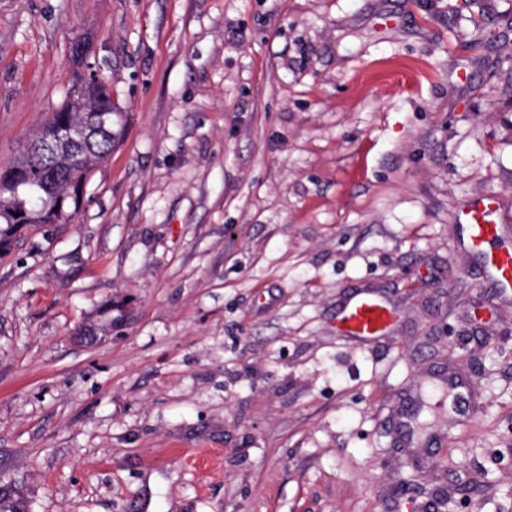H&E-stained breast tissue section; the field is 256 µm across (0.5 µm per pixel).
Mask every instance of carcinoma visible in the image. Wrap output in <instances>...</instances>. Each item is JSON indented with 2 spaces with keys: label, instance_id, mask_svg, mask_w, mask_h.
<instances>
[{
  "label": "carcinoma",
  "instance_id": "1",
  "mask_svg": "<svg viewBox=\"0 0 512 512\" xmlns=\"http://www.w3.org/2000/svg\"><path fill=\"white\" fill-rule=\"evenodd\" d=\"M74 86L78 94L66 95L10 164L28 170L29 183L0 189V256L12 250L22 229L71 216L68 203H78L84 182L112 150V87L92 71ZM0 512H28L20 483L0 486Z\"/></svg>",
  "mask_w": 512,
  "mask_h": 512
}]
</instances>
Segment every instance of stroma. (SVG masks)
<instances>
[{"mask_svg": "<svg viewBox=\"0 0 512 512\" xmlns=\"http://www.w3.org/2000/svg\"><path fill=\"white\" fill-rule=\"evenodd\" d=\"M512 0H0V165L94 70L115 140L0 259V480L30 512H512ZM369 288L388 336H338ZM112 311L94 346L75 334ZM456 372L438 448L390 423ZM498 205L483 197L463 213L469 248L484 259L486 270L498 288H512V249L500 242V225L495 220ZM430 400H435L433 406L444 407L446 404L455 410L456 414L463 412L469 406V396L463 384L454 378L441 379L432 383Z\"/></svg>", "mask_w": 512, "mask_h": 512, "instance_id": "stroma-1", "label": "stroma"}]
</instances>
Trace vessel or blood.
<instances>
[{
    "label": "vessel or blood",
    "instance_id": "b4317fda",
    "mask_svg": "<svg viewBox=\"0 0 512 512\" xmlns=\"http://www.w3.org/2000/svg\"><path fill=\"white\" fill-rule=\"evenodd\" d=\"M498 205L494 198L484 197L463 214L470 249L483 257L492 281L500 288H512V249L502 246L500 227L495 220ZM396 318L395 310L369 291L355 292L341 307L336 323L338 333L353 342H371L383 337ZM436 406H451L463 412L469 396L463 384L453 378L441 379L431 386Z\"/></svg>",
    "mask_w": 512,
    "mask_h": 512
}]
</instances>
